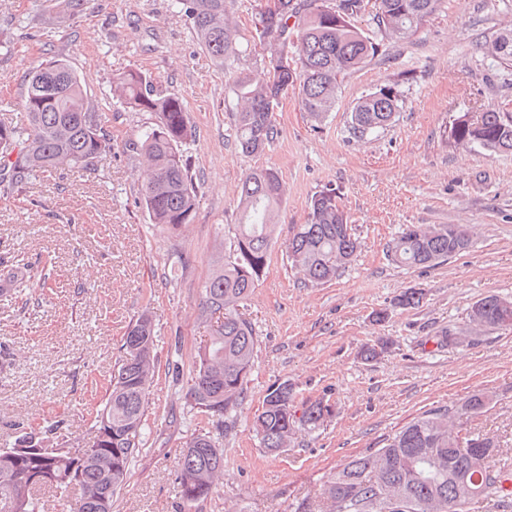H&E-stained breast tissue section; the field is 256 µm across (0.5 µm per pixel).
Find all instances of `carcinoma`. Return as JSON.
<instances>
[{
	"mask_svg": "<svg viewBox=\"0 0 512 512\" xmlns=\"http://www.w3.org/2000/svg\"><path fill=\"white\" fill-rule=\"evenodd\" d=\"M189 19L200 45L219 65L229 67L247 55L237 41L231 18L233 0H175ZM318 0H279L273 15L255 0V39L264 44L260 74L234 79L235 141L246 157L263 153L277 138L275 106L281 94L298 86L302 109L314 122L334 111L341 81L378 55L383 41L416 35L443 0H336L331 10ZM366 19L367 28L357 25ZM489 53L512 67V32L498 36ZM112 97L127 108L152 112L155 123L129 143L144 157L151 177L140 201L149 220L171 232L194 217L198 188L183 147L194 130L182 100L161 90L158 81L130 69L112 81ZM21 106L26 125L0 119V188L4 192L31 183L62 167L87 169L112 150L93 111L82 79L69 60L45 59L25 76ZM399 112V97L383 86L353 107L349 134L362 140L386 129ZM451 136L462 146L512 154V108L492 107L475 123H460ZM284 193L278 171L254 168L238 195V223L228 225L229 252L218 255L202 292L201 317L212 324L209 343L200 351L188 397L191 408L208 419L227 418L244 399L254 363L256 337L242 317L243 305L265 275L278 206ZM472 243L462 224H410L393 241V260L404 266L433 267L465 251ZM355 236L341 196L334 188L314 193L308 220L288 230L286 254L305 280L321 285L356 255ZM0 288L30 295L49 289L47 278L33 279L19 265L4 266ZM492 329L512 327V300L492 294L476 301L469 319ZM155 327L143 313L128 326L123 355L111 376L102 408L95 416L91 450L42 451L44 438L25 432L12 455L0 451V512H39L40 492H72L75 512H112V500L124 485L145 426L153 378ZM491 398L475 392L460 405L431 408L414 418L379 448L353 456L320 489L324 512H395L383 497L403 501L404 512H468V505L499 494L512 467L500 464L498 438L464 428ZM335 414L328 403L298 409L292 389L283 383L266 395L254 428L264 448L286 447L299 429H315ZM224 476V454L206 434L192 435L179 460L178 486L191 507L206 498Z\"/></svg>",
	"mask_w": 512,
	"mask_h": 512,
	"instance_id": "carcinoma-1",
	"label": "carcinoma"
}]
</instances>
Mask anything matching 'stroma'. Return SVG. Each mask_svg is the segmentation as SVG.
<instances>
[{"label": "stroma", "instance_id": "1", "mask_svg": "<svg viewBox=\"0 0 512 512\" xmlns=\"http://www.w3.org/2000/svg\"><path fill=\"white\" fill-rule=\"evenodd\" d=\"M55 0H0V110L21 123L24 76L46 57L68 58L104 118L112 151L93 167L60 169L0 193V259L48 276L41 300L0 293V448L16 436L54 427L52 441L75 450L94 435L93 412L121 354L129 324L149 311L157 376L149 389L143 439L112 512H188L178 495V462L192 433L224 453V476L189 512H292L316 500L323 482L351 457L380 447L424 411L488 393L473 431L496 435L512 458V330L468 321L474 302L512 298V155L457 145L454 121L512 102V76L487 47L512 28V0H445L414 37L346 76L336 108L312 124L296 94L276 110L277 140L256 157L234 141V75L256 70L257 54L225 72L200 46L173 0H86L75 17L43 21ZM130 69L152 75L184 102L193 140L184 148L198 185L192 221L154 229L140 204L146 179L128 147L153 113L112 98V79ZM411 80H403V73ZM396 85L400 109L386 130L351 138L349 115L363 96ZM278 170L279 206L268 269L242 313L257 337L245 399L226 423L193 415L186 393L198 352L210 339L200 319L202 287L224 227L238 218V190L255 167ZM340 193L360 247L336 279L305 282L288 263L291 225L306 223L311 196ZM408 224H467L472 245L434 267L396 264L388 247ZM409 288L416 308L394 304ZM389 309L388 319L372 314ZM463 345L439 344L442 331ZM394 345L364 360L377 337ZM293 388L295 405L331 404L319 429L301 430L268 452L253 420L269 389Z\"/></svg>", "mask_w": 512, "mask_h": 512}]
</instances>
